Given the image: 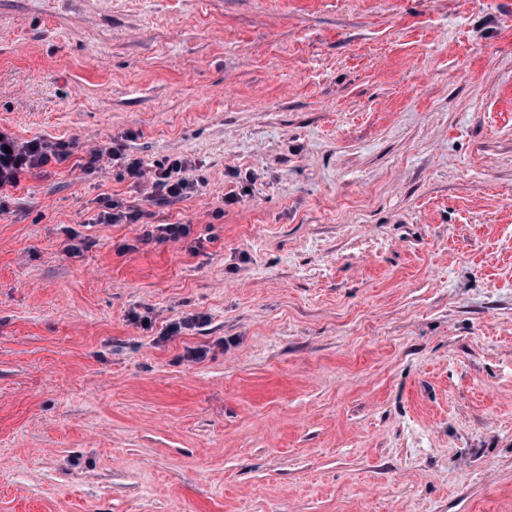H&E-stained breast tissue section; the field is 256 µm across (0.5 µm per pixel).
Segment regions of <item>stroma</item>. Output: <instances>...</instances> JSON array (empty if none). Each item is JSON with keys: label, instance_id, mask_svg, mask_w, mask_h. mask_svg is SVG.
Returning a JSON list of instances; mask_svg holds the SVG:
<instances>
[{"label": "stroma", "instance_id": "obj_1", "mask_svg": "<svg viewBox=\"0 0 512 512\" xmlns=\"http://www.w3.org/2000/svg\"><path fill=\"white\" fill-rule=\"evenodd\" d=\"M0 129L70 145L0 214V512H512V0H0ZM190 164L188 160L175 157L156 166L151 175L152 198L160 205H169L191 195L198 182L183 176ZM101 204L103 210L96 217L99 224H136L144 217L142 210L125 206L118 200L103 199Z\"/></svg>", "mask_w": 512, "mask_h": 512}]
</instances>
